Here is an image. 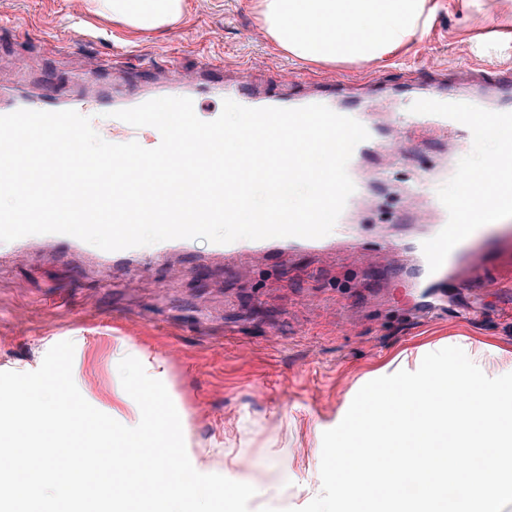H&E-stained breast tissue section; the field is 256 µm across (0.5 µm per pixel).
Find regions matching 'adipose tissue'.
<instances>
[{
	"mask_svg": "<svg viewBox=\"0 0 512 512\" xmlns=\"http://www.w3.org/2000/svg\"><path fill=\"white\" fill-rule=\"evenodd\" d=\"M91 12L135 33L183 18L186 0H88ZM430 0H258L269 38L300 62H374L407 45L423 29Z\"/></svg>",
	"mask_w": 512,
	"mask_h": 512,
	"instance_id": "obj_1",
	"label": "adipose tissue"
}]
</instances>
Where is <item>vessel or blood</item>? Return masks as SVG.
I'll return each instance as SVG.
<instances>
[{"instance_id": "vessel-or-blood-1", "label": "vessel or blood", "mask_w": 512, "mask_h": 512, "mask_svg": "<svg viewBox=\"0 0 512 512\" xmlns=\"http://www.w3.org/2000/svg\"><path fill=\"white\" fill-rule=\"evenodd\" d=\"M254 68L253 62L243 61L228 78L224 75L223 65L206 59L196 70H175L170 76L153 81L134 97L122 94V73H114L112 79L101 82L90 74L79 72L72 78L71 91L63 95L47 85L37 92L0 88V115L19 109L49 112L71 109L99 120L100 130L110 142L135 141L152 149L161 142L159 131L151 126L132 127L116 119L115 111L167 96L196 100L208 95L251 108L326 105L338 114L358 120L369 133L368 140L355 147L348 164L355 191L336 223L335 235L317 239H240L215 245V253L227 258L246 253L257 260L267 261L297 248H336L359 253L367 262L381 250L397 257L408 253L412 260L401 264L397 276L399 285L410 298L408 316L441 319L448 309V291L452 288L463 290L464 310L470 314L481 311V290L485 287L499 289L501 304H512V290L504 288L502 279L486 262L490 249L499 245L512 248V226L494 221L501 196L512 193V147H504L489 156L479 172L456 162L468 143L489 134H512L511 65L493 66L487 75L481 76V90L465 92L448 100L440 99L434 85L415 87V108L406 115L400 129L385 128L367 101L349 96L346 83L338 73H327L320 89L314 92L303 91V78H296L297 92L277 100L252 86L250 78ZM412 137L438 140L448 158L447 165L428 170L426 177L410 183L407 203L396 216L400 222L424 225L425 231L409 246L385 239L378 249L361 248L351 228L355 213L357 209L368 207L375 196V185L389 178L390 170L384 167V160L406 159L408 140ZM439 181L453 182L455 191L448 194L434 192L432 186ZM190 245V240L174 239L148 248L141 246L115 251L111 258L119 264L146 254L165 258Z\"/></svg>"}]
</instances>
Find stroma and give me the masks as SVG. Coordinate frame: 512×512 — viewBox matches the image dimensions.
<instances>
[{
	"label": "stroma",
	"instance_id": "obj_1",
	"mask_svg": "<svg viewBox=\"0 0 512 512\" xmlns=\"http://www.w3.org/2000/svg\"><path fill=\"white\" fill-rule=\"evenodd\" d=\"M253 2L188 0L172 28L134 34L87 13L83 0H0V84L14 85L24 71L65 88L71 73L101 75L111 65L136 87L173 65L196 68L204 55L228 71L256 58L254 76L269 95L288 93L284 71L336 70L399 90L408 112L405 89L433 81L435 66L476 73L488 62L466 47L512 41V0H436L425 31L384 64L302 65L273 45ZM58 40L66 51H48ZM380 202L361 228L362 242L373 243L379 231L420 233L419 225L393 223L395 189L382 190ZM193 252L130 272L105 263L99 248L60 263L36 245L18 247L0 264V371H34L53 345L72 341L82 396L130 426L141 412L121 384L119 362L165 359L162 382L189 416V458L229 479L249 478L257 489L250 512H297L309 502L300 483L319 473L324 431L340 423L364 384L397 372V358L414 371L428 353L465 346L482 351L488 376L512 364V311L493 289L483 291L480 318L411 322L402 315L404 289L388 288L389 260L366 270L353 256L300 249L281 262L228 268L210 242L196 241ZM172 346L179 359L168 358Z\"/></svg>",
	"mask_w": 512,
	"mask_h": 512
}]
</instances>
